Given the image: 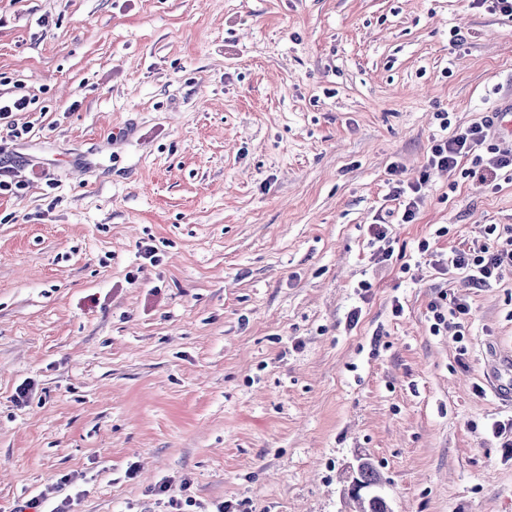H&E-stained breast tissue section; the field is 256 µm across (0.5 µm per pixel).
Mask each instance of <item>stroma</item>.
Returning <instances> with one entry per match:
<instances>
[{
  "label": "stroma",
  "mask_w": 512,
  "mask_h": 512,
  "mask_svg": "<svg viewBox=\"0 0 512 512\" xmlns=\"http://www.w3.org/2000/svg\"><path fill=\"white\" fill-rule=\"evenodd\" d=\"M21 95L0 512H354L341 476L364 456L393 512H512V454L486 431L512 415V267L470 288L434 264L512 231V175L426 167L440 113L465 127L512 97V18L471 0H0V96ZM395 166L428 177L410 224L389 215ZM460 295L461 327L433 333L431 304Z\"/></svg>",
  "instance_id": "obj_1"
}]
</instances>
